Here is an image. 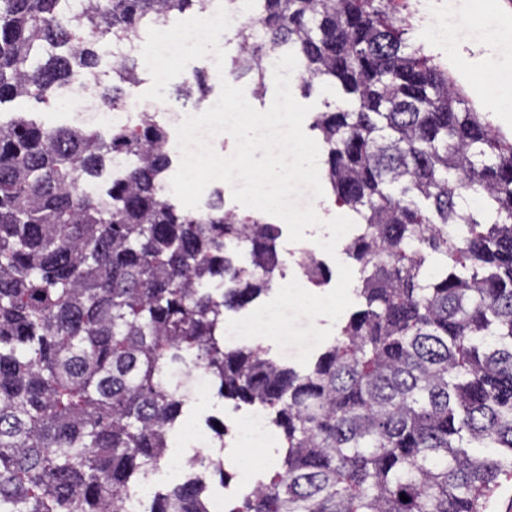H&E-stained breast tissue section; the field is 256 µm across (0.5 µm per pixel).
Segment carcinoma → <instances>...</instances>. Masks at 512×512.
Instances as JSON below:
<instances>
[{"label": "carcinoma", "mask_w": 512, "mask_h": 512, "mask_svg": "<svg viewBox=\"0 0 512 512\" xmlns=\"http://www.w3.org/2000/svg\"><path fill=\"white\" fill-rule=\"evenodd\" d=\"M208 0H0V105L46 103L137 37ZM224 76L293 53L304 94L350 101L313 116L323 177L354 212L346 246L363 299L307 368L224 346V312L272 286L279 230L208 215L163 191L166 127L114 137L0 110V512H124L166 460L201 370L220 398L258 404L281 460L230 512H489L512 478V143L407 37L395 0H256ZM135 61L102 93L128 108ZM206 94L199 74L181 94ZM123 173L88 192L113 155ZM242 242L254 269L236 263ZM224 477V462L196 455ZM405 495L408 501L400 499ZM203 475L153 493L148 512H211Z\"/></svg>", "instance_id": "obj_1"}]
</instances>
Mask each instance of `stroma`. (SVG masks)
<instances>
[{"instance_id":"stroma-1","label":"stroma","mask_w":512,"mask_h":512,"mask_svg":"<svg viewBox=\"0 0 512 512\" xmlns=\"http://www.w3.org/2000/svg\"><path fill=\"white\" fill-rule=\"evenodd\" d=\"M471 0H440L439 11H446L448 5L467 14L468 23L458 32V48L455 53L444 55L443 61L458 85L464 88L469 97L492 111L493 120L507 136H512V108L498 106L495 98L489 96V82L486 75L490 70L512 74V7L506 0H484L479 8H471ZM201 72L206 78L208 91L203 97L181 99L176 95L182 78ZM182 78L173 79L166 89L165 101L144 99V92L150 87V74H143L141 82L126 86L125 92L133 111L152 112L185 111L201 113L215 103L220 95V80L214 67L213 57H205L190 62ZM256 407L234 405L233 401L217 398L212 390L195 392L185 409V424L189 427L205 428L207 417L220 420H242L256 414ZM178 455L169 456L161 467L151 476L153 489H165L181 481L184 470L183 459L200 453L224 462L229 473L227 485H220L217 475H209L208 481L214 497L233 498L251 490L258 473L248 461L246 454L240 453L239 443L233 437H225L223 442H212L209 448L196 449L194 442H178Z\"/></svg>"}]
</instances>
